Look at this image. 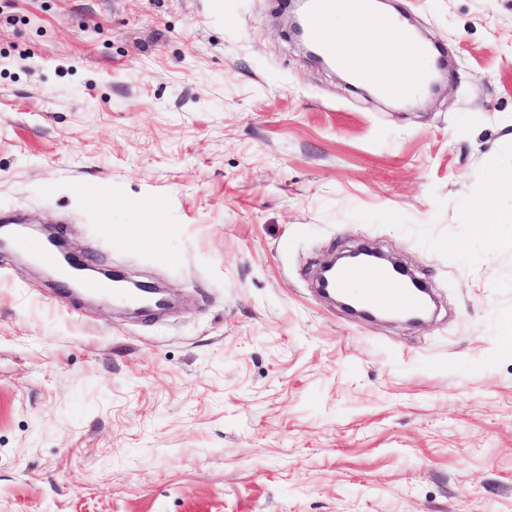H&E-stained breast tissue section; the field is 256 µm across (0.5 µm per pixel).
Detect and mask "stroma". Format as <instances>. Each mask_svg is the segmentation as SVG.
<instances>
[{
	"label": "stroma",
	"mask_w": 512,
	"mask_h": 512,
	"mask_svg": "<svg viewBox=\"0 0 512 512\" xmlns=\"http://www.w3.org/2000/svg\"><path fill=\"white\" fill-rule=\"evenodd\" d=\"M214 2L0 0V213L177 301L0 251V512H512V228L477 208L512 205V0H387L450 62L409 106L310 63L281 0ZM361 245L436 314L320 298ZM480 207L484 211L482 236L488 241L495 240L504 226L512 227V208L505 209L495 199H484Z\"/></svg>",
	"instance_id": "stroma-1"
}]
</instances>
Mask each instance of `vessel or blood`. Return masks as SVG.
Segmentation results:
<instances>
[{
    "label": "vessel or blood",
    "instance_id": "vessel-or-blood-1",
    "mask_svg": "<svg viewBox=\"0 0 512 512\" xmlns=\"http://www.w3.org/2000/svg\"><path fill=\"white\" fill-rule=\"evenodd\" d=\"M338 8L346 12L349 26L336 32L326 28L324 22L327 16ZM305 24L310 38L325 55L350 69L357 78H369L387 97L411 98L429 82L434 63L432 51L398 18L375 12L371 0H309ZM377 27L390 30L400 50L393 61L397 64L409 63L417 75L415 83L398 82L387 71L365 73L358 61L353 58V48L364 43L368 32ZM353 280H364L369 284L368 289H365L359 298L364 306L400 313L417 309L420 305L417 292L406 285L395 283L392 273L385 267L348 264L338 270V288H346Z\"/></svg>",
    "mask_w": 512,
    "mask_h": 512
}]
</instances>
